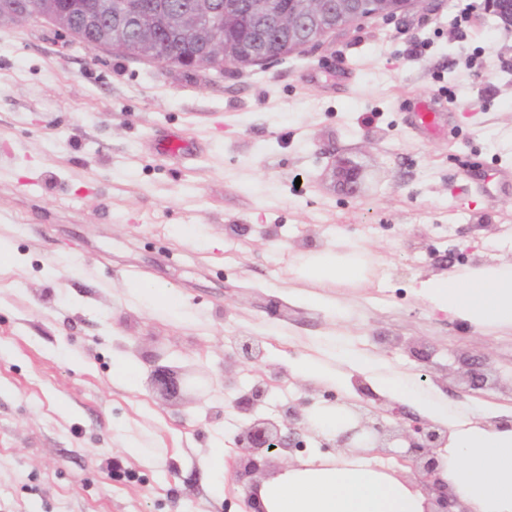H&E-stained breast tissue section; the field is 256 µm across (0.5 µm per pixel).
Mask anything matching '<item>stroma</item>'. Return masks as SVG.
<instances>
[{"mask_svg":"<svg viewBox=\"0 0 512 512\" xmlns=\"http://www.w3.org/2000/svg\"><path fill=\"white\" fill-rule=\"evenodd\" d=\"M435 92L454 96L452 118L422 137L401 106ZM167 134L193 150L161 151ZM342 160L361 169L351 194L332 178ZM503 171L512 28L489 0L368 17L221 76L0 27V512H245L252 480L227 465L246 422L233 401L267 375L256 417L324 404L321 384L274 377L318 345L382 360L449 404L511 411L512 330L482 335L413 290L512 256L498 246L512 230ZM333 231L370 264L367 287L338 289L335 320L289 271ZM245 337L263 356L231 367ZM459 349L489 356L487 397L449 373ZM120 355L139 367L135 387L116 376ZM158 365L206 387L165 396Z\"/></svg>","mask_w":512,"mask_h":512,"instance_id":"35a3bbf8","label":"stroma"}]
</instances>
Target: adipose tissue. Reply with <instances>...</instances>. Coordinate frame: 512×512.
<instances>
[{
  "label": "adipose tissue",
  "mask_w": 512,
  "mask_h": 512,
  "mask_svg": "<svg viewBox=\"0 0 512 512\" xmlns=\"http://www.w3.org/2000/svg\"><path fill=\"white\" fill-rule=\"evenodd\" d=\"M296 275L320 287L358 285L366 280L362 252L347 237L331 236L309 254ZM414 289L429 308L458 317L484 334L512 328V260L462 267L447 275L417 280ZM290 373L299 382H317L355 395L354 375L388 401L414 406L431 422L448 429L445 447L434 454L442 478L468 512H512V429L496 423V411L475 413L467 405L420 395L410 376L382 372L377 359L347 349L324 360L302 354ZM263 512H426L427 498L415 473L397 477L350 449L333 458L302 459L280 465L255 489Z\"/></svg>",
  "instance_id": "adipose-tissue-1"
}]
</instances>
